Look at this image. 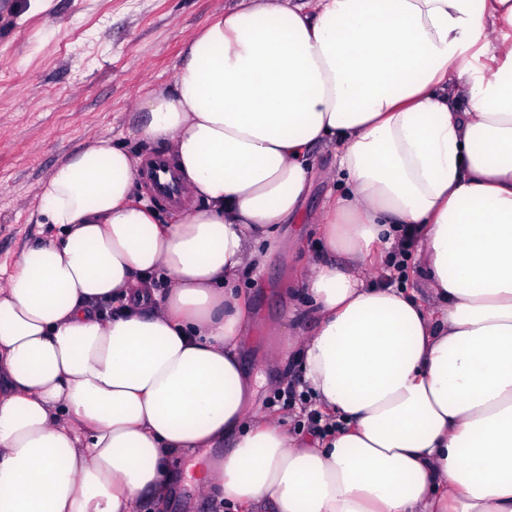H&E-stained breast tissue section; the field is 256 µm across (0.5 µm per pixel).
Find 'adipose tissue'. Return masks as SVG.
<instances>
[{
	"mask_svg": "<svg viewBox=\"0 0 512 512\" xmlns=\"http://www.w3.org/2000/svg\"><path fill=\"white\" fill-rule=\"evenodd\" d=\"M136 136L185 193L137 199L100 137L41 181L45 242L0 276V512L168 505L183 454L236 512H512V0H237ZM326 145L328 260L264 358L333 427L261 414L241 286L288 249ZM407 224L434 308L370 283Z\"/></svg>",
	"mask_w": 512,
	"mask_h": 512,
	"instance_id": "1",
	"label": "adipose tissue"
}]
</instances>
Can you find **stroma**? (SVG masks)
I'll list each match as a JSON object with an SVG mask.
<instances>
[{"label":"stroma","mask_w":512,"mask_h":512,"mask_svg":"<svg viewBox=\"0 0 512 512\" xmlns=\"http://www.w3.org/2000/svg\"><path fill=\"white\" fill-rule=\"evenodd\" d=\"M19 0H0V267L41 240L35 211L40 182L67 156L105 136L141 157L134 135L138 104L170 84L185 41L233 0H52L22 17ZM330 190L315 181L304 217L283 225L299 245L271 253L247 281L259 322L284 323L285 272L302 274L326 250L313 216Z\"/></svg>","instance_id":"obj_1"}]
</instances>
